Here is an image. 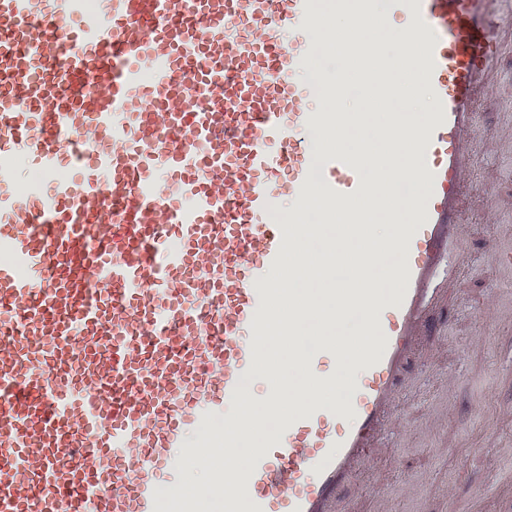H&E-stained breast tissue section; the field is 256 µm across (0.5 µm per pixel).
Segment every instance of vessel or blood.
<instances>
[{
  "label": "vessel or blood",
  "mask_w": 512,
  "mask_h": 512,
  "mask_svg": "<svg viewBox=\"0 0 512 512\" xmlns=\"http://www.w3.org/2000/svg\"><path fill=\"white\" fill-rule=\"evenodd\" d=\"M433 93L415 219L364 288L357 382L236 447L267 390L275 275L307 236L410 179L320 148L347 124L316 75L320 0H0V512H336L394 415L466 222L472 121L503 0H385ZM40 179L22 190L24 170ZM327 343L295 350L330 383ZM246 412L252 423L251 430L241 437L237 448L225 449L223 457L213 460L211 469L223 470V468L231 467L241 470L245 466L250 452L259 446L263 434L269 427V410L250 404L246 406Z\"/></svg>",
  "instance_id": "vessel-or-blood-1"
}]
</instances>
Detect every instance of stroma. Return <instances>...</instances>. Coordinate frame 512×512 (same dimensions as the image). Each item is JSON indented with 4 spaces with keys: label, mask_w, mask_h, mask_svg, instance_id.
Listing matches in <instances>:
<instances>
[{
    "label": "stroma",
    "mask_w": 512,
    "mask_h": 512,
    "mask_svg": "<svg viewBox=\"0 0 512 512\" xmlns=\"http://www.w3.org/2000/svg\"><path fill=\"white\" fill-rule=\"evenodd\" d=\"M479 157L463 201L465 264L440 288L407 363L396 417L336 494L338 512H512V46L493 60Z\"/></svg>",
    "instance_id": "stroma-1"
}]
</instances>
